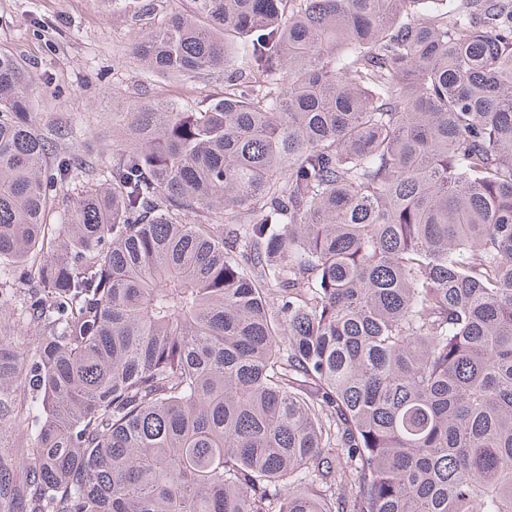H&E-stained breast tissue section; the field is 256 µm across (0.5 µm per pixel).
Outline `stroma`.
I'll return each instance as SVG.
<instances>
[{
  "instance_id": "stroma-1",
  "label": "stroma",
  "mask_w": 512,
  "mask_h": 512,
  "mask_svg": "<svg viewBox=\"0 0 512 512\" xmlns=\"http://www.w3.org/2000/svg\"><path fill=\"white\" fill-rule=\"evenodd\" d=\"M187 0H0V59L25 70L39 129L53 148L48 167L77 155L91 166L56 198L66 209L84 185L111 164L112 115L132 101H174L197 111L224 91V74L189 80L146 76L134 43L164 16L188 11ZM65 138H57L58 127Z\"/></svg>"
}]
</instances>
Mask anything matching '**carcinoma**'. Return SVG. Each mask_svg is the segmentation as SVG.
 <instances>
[{
	"mask_svg": "<svg viewBox=\"0 0 512 512\" xmlns=\"http://www.w3.org/2000/svg\"><path fill=\"white\" fill-rule=\"evenodd\" d=\"M419 4L190 0L60 224L0 60V512H512V0ZM1 311L3 318L6 317V323H8L6 332L9 336H34L37 333L36 328L32 324H28L22 319L19 320V316L16 314L17 311L14 310V306H11V303H5Z\"/></svg>",
	"mask_w": 512,
	"mask_h": 512,
	"instance_id": "carcinoma-1",
	"label": "carcinoma"
}]
</instances>
